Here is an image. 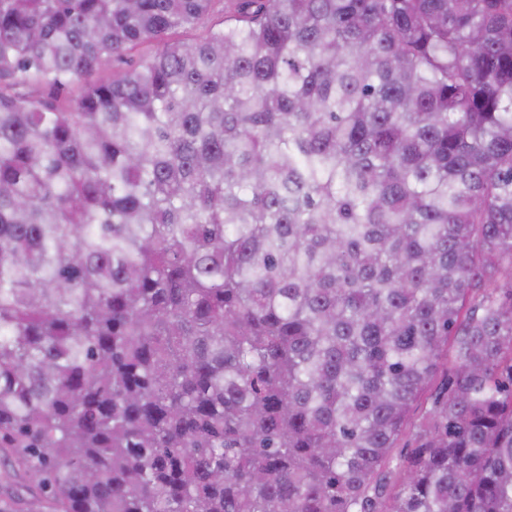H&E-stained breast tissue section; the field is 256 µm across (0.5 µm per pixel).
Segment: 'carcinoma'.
<instances>
[{"label": "carcinoma", "mask_w": 512, "mask_h": 512, "mask_svg": "<svg viewBox=\"0 0 512 512\" xmlns=\"http://www.w3.org/2000/svg\"><path fill=\"white\" fill-rule=\"evenodd\" d=\"M214 2L0 0V512H512V0ZM158 49L157 43H149L142 47H137L132 51H126L119 56H116L112 61L111 73L112 76H120L130 68L138 67L147 58L152 56ZM80 85L81 83L78 81H69L60 89L52 88L50 86H33L25 88L21 90V92L26 93L29 96L40 97L43 99L71 98L78 94Z\"/></svg>", "instance_id": "1"}]
</instances>
